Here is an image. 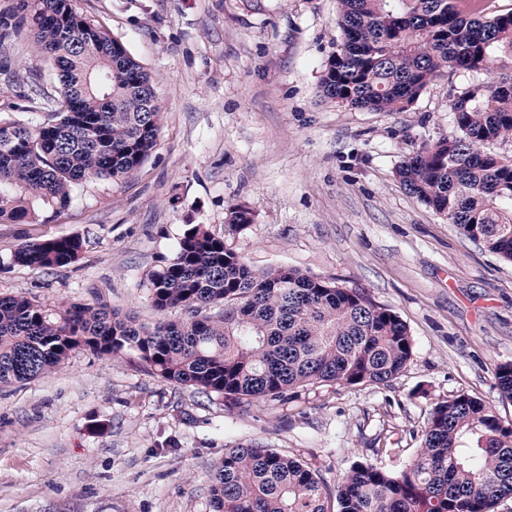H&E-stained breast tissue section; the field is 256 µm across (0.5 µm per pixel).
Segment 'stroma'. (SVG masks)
<instances>
[{
    "label": "stroma",
    "mask_w": 512,
    "mask_h": 512,
    "mask_svg": "<svg viewBox=\"0 0 512 512\" xmlns=\"http://www.w3.org/2000/svg\"><path fill=\"white\" fill-rule=\"evenodd\" d=\"M144 66L163 107L157 145L122 183L87 181L60 215L0 224V294L69 305L101 297L137 322L143 286L186 225L204 224L252 269L284 266L365 288L406 323L413 354L384 385H310L230 408L161 382L136 360L79 350L54 373L0 386V512H212L225 448L300 459L335 490L357 460L397 472L429 411L465 392L512 424L495 369L512 363V261L409 195L400 163L456 134L432 83L405 112L319 96L341 38L338 0H73ZM254 221L233 232L231 206ZM78 235L59 270L11 264L22 245Z\"/></svg>",
    "instance_id": "35a3bbf8"
}]
</instances>
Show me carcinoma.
I'll return each instance as SVG.
<instances>
[{
  "label": "carcinoma",
  "instance_id": "carcinoma-1",
  "mask_svg": "<svg viewBox=\"0 0 512 512\" xmlns=\"http://www.w3.org/2000/svg\"><path fill=\"white\" fill-rule=\"evenodd\" d=\"M338 2L342 38L321 79L324 100L337 105L405 112L438 79L512 59V13L468 19L457 0ZM24 33L54 60L61 100L38 88V120L0 115V223L56 216L85 181L121 182L152 154L162 121L149 73L71 0H20L0 14V47ZM450 111L460 135L420 146L396 176L464 236L512 260V160L485 150L512 139V75L468 85ZM226 219L242 231L254 214L236 205ZM82 251V238L55 237L22 245L11 263L62 269ZM146 288L157 313L184 317L150 327L98 301L55 312L0 295V384L47 376L88 349L132 357L164 383L235 406L283 402L321 382L384 385L413 354L406 324L365 289L288 267L255 271L203 224L186 225ZM495 377L512 399V363ZM210 493L214 512H329L318 474L256 444L225 449ZM507 495L512 425L466 393L434 405L400 472L356 462L336 482L338 512H496Z\"/></svg>",
  "mask_w": 512,
  "mask_h": 512
}]
</instances>
